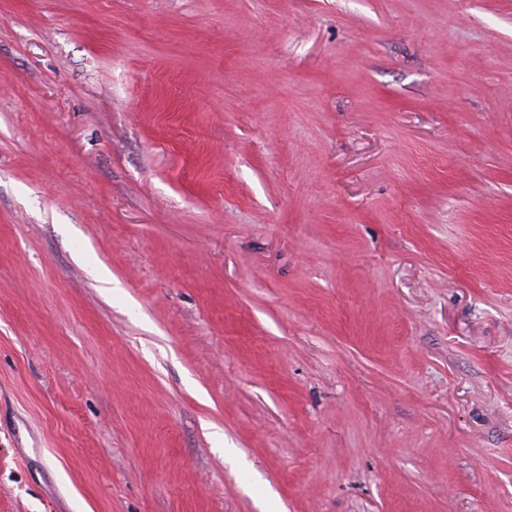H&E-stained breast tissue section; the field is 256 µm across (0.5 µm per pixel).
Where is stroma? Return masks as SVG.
I'll return each mask as SVG.
<instances>
[{
	"label": "stroma",
	"instance_id": "1",
	"mask_svg": "<svg viewBox=\"0 0 512 512\" xmlns=\"http://www.w3.org/2000/svg\"><path fill=\"white\" fill-rule=\"evenodd\" d=\"M0 512H512V0H0Z\"/></svg>",
	"mask_w": 512,
	"mask_h": 512
}]
</instances>
